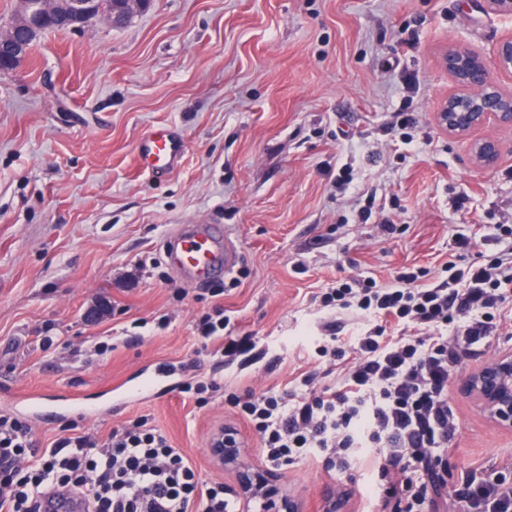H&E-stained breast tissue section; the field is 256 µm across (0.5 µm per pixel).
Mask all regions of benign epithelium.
<instances>
[{
	"label": "benign epithelium",
	"mask_w": 512,
	"mask_h": 512,
	"mask_svg": "<svg viewBox=\"0 0 512 512\" xmlns=\"http://www.w3.org/2000/svg\"><path fill=\"white\" fill-rule=\"evenodd\" d=\"M150 3L151 0H112L108 23L123 26ZM47 15L64 20L67 29L83 27L99 17L91 0H19V21L0 32V48L9 49L12 64L22 62L29 52V43L46 32L42 19ZM495 55L499 69L512 70V36L497 44ZM443 62L466 92L448 98L442 106L437 114L441 128L464 136L491 120L512 125V95L499 89L480 54L455 45L445 52ZM474 153L477 162L487 167L496 161L498 148L494 142L485 141L475 146ZM458 389L492 422L512 429L511 349L466 374ZM208 453L214 464L224 465L235 475L237 489L231 494L238 500L241 512H248L252 504L258 507V512H303L301 501L283 487L277 473L247 463L244 449L229 442L224 434L213 438Z\"/></svg>",
	"instance_id": "benign-epithelium-1"
}]
</instances>
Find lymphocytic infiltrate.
Returning a JSON list of instances; mask_svg holds the SVG:
<instances>
[{
	"instance_id": "lymphocytic-infiltrate-1",
	"label": "lymphocytic infiltrate",
	"mask_w": 512,
	"mask_h": 512,
	"mask_svg": "<svg viewBox=\"0 0 512 512\" xmlns=\"http://www.w3.org/2000/svg\"><path fill=\"white\" fill-rule=\"evenodd\" d=\"M447 275L425 282L424 271L406 269L387 285L374 278L337 281L322 293V306L379 317L351 337L349 348H322L342 360L353 352L337 385L320 391L302 377V393L267 391L237 399L238 415L260 442L270 463L337 457L343 472L374 460L388 496L402 483L394 472L424 464L428 449H448L457 431L448 408L452 370L479 360L503 326L499 305L512 288L506 252L463 269L447 263ZM223 309L198 317L199 338L226 336L217 355L252 365L264 358L254 336H232ZM399 335L386 333L387 325ZM73 489L89 512H238L223 483L201 484L195 460L146 420L134 419L108 434L62 427L39 448L23 421L0 415V512H42L52 489ZM468 512H512V486L462 473L452 491Z\"/></svg>"
}]
</instances>
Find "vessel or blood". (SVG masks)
Instances as JSON below:
<instances>
[{"mask_svg":"<svg viewBox=\"0 0 512 512\" xmlns=\"http://www.w3.org/2000/svg\"><path fill=\"white\" fill-rule=\"evenodd\" d=\"M185 143L168 125L152 127L142 138L137 165L154 176H165L177 169L183 159ZM165 258L188 282L201 283L225 274L233 265V251L216 224H180L167 239ZM61 413L94 416L98 409L82 393L70 392L59 406ZM44 512H84L80 495L54 490L43 499Z\"/></svg>","mask_w":512,"mask_h":512,"instance_id":"obj_1","label":"vessel or blood"}]
</instances>
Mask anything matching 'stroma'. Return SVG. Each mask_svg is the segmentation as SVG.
<instances>
[{"instance_id":"1","label":"stroma","mask_w":512,"mask_h":512,"mask_svg":"<svg viewBox=\"0 0 512 512\" xmlns=\"http://www.w3.org/2000/svg\"><path fill=\"white\" fill-rule=\"evenodd\" d=\"M509 35L512 16L485 0H152L121 28L95 20L42 36L0 74V413L46 444L59 421L18 395L51 404L78 390L102 410L81 428L146 418L204 482L232 481L207 453L224 426L262 464L230 396L280 391L303 372L313 389L333 384L316 354L323 326L340 320L348 336L364 322L316 294L343 277L385 285L404 266L438 270L456 234L479 241L486 225H512V127L454 136L435 120L461 91L443 50L463 44L493 64ZM398 112L416 127L391 128ZM153 125L185 139L163 178L136 163ZM483 139L499 146L494 167L475 161ZM176 224L223 225L230 274L195 286L173 269L162 244ZM218 307L230 331L260 338L265 361L243 369L215 357L220 338L198 339L197 315ZM159 373L162 387L136 402L110 392ZM192 377L221 383L208 406L180 394ZM448 405L456 441L431 451L430 470L449 485L468 468L512 482V432L457 389ZM327 469L311 458L277 472L306 512H323L330 492L350 512H463L446 495L420 503L413 472L395 499L371 466Z\"/></svg>"}]
</instances>
